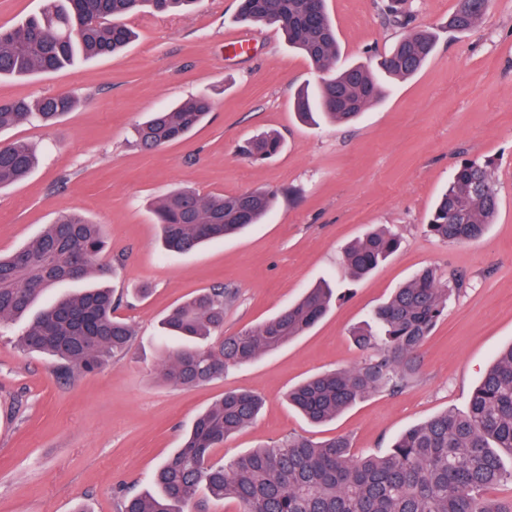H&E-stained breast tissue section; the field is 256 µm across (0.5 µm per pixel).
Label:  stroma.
<instances>
[{"instance_id": "1", "label": "stroma", "mask_w": 512, "mask_h": 512, "mask_svg": "<svg viewBox=\"0 0 512 512\" xmlns=\"http://www.w3.org/2000/svg\"><path fill=\"white\" fill-rule=\"evenodd\" d=\"M456 0H403L412 26L438 29L433 56L415 75L389 82L384 97L347 124L309 125L293 109L304 84L321 80L278 29L238 21L239 0H199L189 11L128 18L136 39L121 53L57 72L0 79V100L65 93L77 105L52 125L31 120L0 131L39 158L22 181L0 189V254L35 238L61 213L77 211L104 230L116 311L136 339L118 362L61 376L48 356L24 351L21 322L0 325V512H118V491L153 490L194 419L225 392L248 389L264 404L255 423L215 448L230 460L290 434L348 436L361 456L409 428L465 411L496 354L512 345V0H491L472 31L441 26ZM388 0H326L341 61L376 65L402 37ZM248 34L247 53L225 43ZM204 95L207 120L184 139L146 151L134 127L152 112ZM281 135L263 162L239 156L244 140ZM491 162L499 205L476 242H442L425 224L463 163ZM236 195L278 193L276 209L244 232L176 255L159 241L153 209L180 187ZM385 227L398 251L362 278L341 249ZM465 274L422 347L419 371L397 392L381 390L331 422L314 426L289 406L302 380L363 357L351 335L395 288L421 269ZM338 298L303 336L211 382L175 389L156 377L162 319L197 293L221 286L236 299L224 330L255 327L321 279Z\"/></svg>"}]
</instances>
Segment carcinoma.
I'll return each instance as SVG.
<instances>
[{"mask_svg": "<svg viewBox=\"0 0 512 512\" xmlns=\"http://www.w3.org/2000/svg\"><path fill=\"white\" fill-rule=\"evenodd\" d=\"M197 0H46L42 12L10 29H0V77L50 73L78 59L110 56L134 32L123 20L146 9L164 12ZM488 12L479 0H457L447 28L466 33ZM239 18L273 25L323 73L314 91L300 90L294 100L299 119L322 116L337 123L356 118L380 100L379 77L358 64L338 65L340 48L325 0H240ZM436 49V36L413 27L383 56L378 69L388 77L417 73ZM75 106L69 94L36 101L15 99L0 109V130L35 117L52 123ZM213 108L206 97H190L152 113L135 128L138 145L159 149L197 129ZM281 140L264 132L241 146V153L264 161L279 152ZM37 157L22 140L0 144V187L35 167ZM277 193L254 190L233 196L176 190L155 207L161 243L171 254H186L204 243L261 223ZM498 190L490 163L466 162L457 168L427 224L433 236L450 243L480 239L493 223ZM387 229L371 230L347 245L341 262L355 278L373 271L399 247ZM101 225L79 213H66L44 227L28 244L0 256V323L16 321L49 288L70 279L71 258L85 260L84 277H106L100 263ZM465 275L444 278L432 268L397 288L376 308L372 324L354 332L363 361L318 374L288 393V402L313 424L326 423L378 390L399 391L418 369L417 354L448 311L451 295ZM324 281L263 324L223 335L224 307L236 298L232 288H212L174 308L162 328L178 343L158 364V377L176 388H191L228 370L274 352L302 335L327 312L333 299ZM112 290L85 288L43 309L19 334L20 346L51 357L63 374H89L121 360L135 331L113 315ZM261 399L249 391H230L202 412L181 447L156 471L153 492L126 491L119 512H192L200 488L216 500L238 504V512H512V499L484 492L512 483V346L494 360L470 395L463 413L445 411L407 430L383 452L357 457L343 436L315 440L289 436L230 462L210 460L212 448L251 425Z\"/></svg>", "mask_w": 512, "mask_h": 512, "instance_id": "cac0c4a2", "label": "carcinoma"}]
</instances>
